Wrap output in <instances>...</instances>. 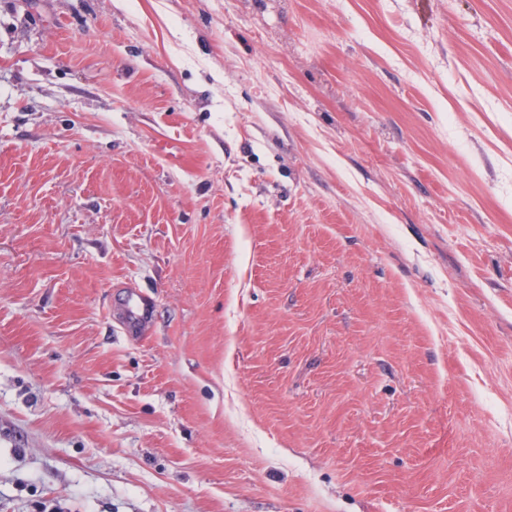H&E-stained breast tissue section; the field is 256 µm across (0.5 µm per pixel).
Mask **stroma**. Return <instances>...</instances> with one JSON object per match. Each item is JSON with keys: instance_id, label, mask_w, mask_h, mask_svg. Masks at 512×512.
Returning a JSON list of instances; mask_svg holds the SVG:
<instances>
[{"instance_id": "35a3bbf8", "label": "stroma", "mask_w": 512, "mask_h": 512, "mask_svg": "<svg viewBox=\"0 0 512 512\" xmlns=\"http://www.w3.org/2000/svg\"><path fill=\"white\" fill-rule=\"evenodd\" d=\"M0 512H512V0H0Z\"/></svg>"}]
</instances>
